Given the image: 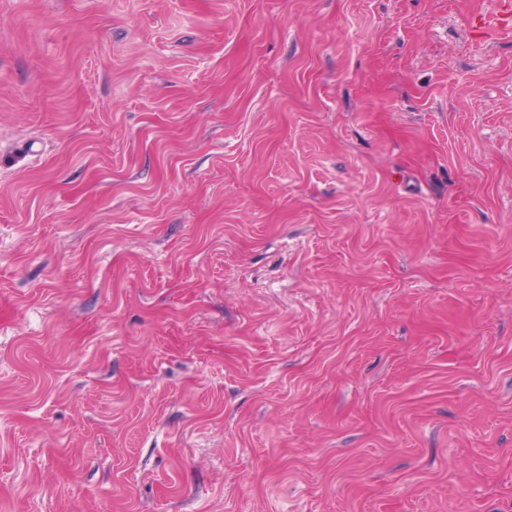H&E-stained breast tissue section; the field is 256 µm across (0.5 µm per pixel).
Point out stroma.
<instances>
[{
  "instance_id": "obj_1",
  "label": "stroma",
  "mask_w": 512,
  "mask_h": 512,
  "mask_svg": "<svg viewBox=\"0 0 512 512\" xmlns=\"http://www.w3.org/2000/svg\"><path fill=\"white\" fill-rule=\"evenodd\" d=\"M493 0H0V512H512Z\"/></svg>"
}]
</instances>
